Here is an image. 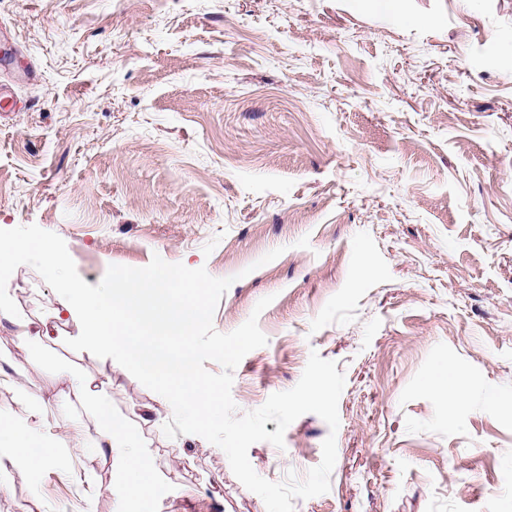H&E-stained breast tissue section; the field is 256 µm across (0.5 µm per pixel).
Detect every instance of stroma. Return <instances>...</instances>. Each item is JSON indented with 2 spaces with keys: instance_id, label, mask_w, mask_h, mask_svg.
Segmentation results:
<instances>
[{
  "instance_id": "1",
  "label": "stroma",
  "mask_w": 512,
  "mask_h": 512,
  "mask_svg": "<svg viewBox=\"0 0 512 512\" xmlns=\"http://www.w3.org/2000/svg\"><path fill=\"white\" fill-rule=\"evenodd\" d=\"M0 88V229L58 234L92 286L156 255L232 278L221 333L271 297L238 413L310 353L344 373L330 490L294 512H512V0H0ZM7 287L0 409L63 394L69 464L33 492L9 470L0 512H121L109 465L82 478L96 429L70 395L104 373L168 484L149 512H266L222 449L164 435V397L68 346L79 319L34 268ZM328 434L307 413L248 458L301 479Z\"/></svg>"
}]
</instances>
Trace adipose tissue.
I'll list each match as a JSON object with an SVG mask.
<instances>
[{
    "mask_svg": "<svg viewBox=\"0 0 512 512\" xmlns=\"http://www.w3.org/2000/svg\"><path fill=\"white\" fill-rule=\"evenodd\" d=\"M110 377L96 385H77L74 396L89 400L97 424L93 460L108 464L116 479L110 492L117 499L135 502L138 507L153 503L166 491L150 456L138 448L139 442L124 420L112 412L106 397ZM46 398L25 403L27 420H18L10 411L0 410V457L36 474L47 468L60 452V438L44 415Z\"/></svg>",
    "mask_w": 512,
    "mask_h": 512,
    "instance_id": "adipose-tissue-1",
    "label": "adipose tissue"
}]
</instances>
